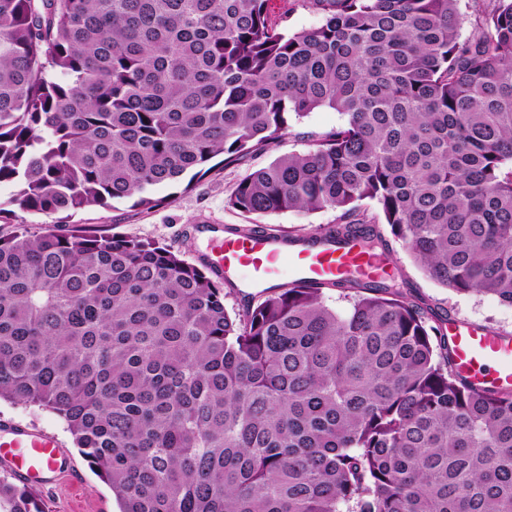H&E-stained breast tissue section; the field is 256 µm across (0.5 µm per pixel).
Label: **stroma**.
Listing matches in <instances>:
<instances>
[{"label":"stroma","mask_w":512,"mask_h":512,"mask_svg":"<svg viewBox=\"0 0 512 512\" xmlns=\"http://www.w3.org/2000/svg\"><path fill=\"white\" fill-rule=\"evenodd\" d=\"M273 10L275 16L280 17L282 26L291 32L317 28L323 21L322 13L311 7L307 0H273ZM341 122V115L332 109L316 110L301 120L292 121L289 131L271 151L258 154L237 166L224 165L216 158L212 161V169L197 174L189 186L154 188L153 197L161 201L156 208L145 210L127 203L113 208L93 207L73 216L72 222L97 227L108 235L116 232L159 241L173 247L194 264L202 261L208 231L212 228L224 232L260 226L281 236L307 234L312 229L327 227L336 222L335 210L256 216L228 208L225 199L235 183L250 169L266 165L284 153L305 151L306 133L326 132ZM383 259L389 272H402L414 285L415 295L422 299L429 312L512 336V307L501 304L496 297L460 295L442 287L425 276L397 241H390ZM9 419L56 435L66 448L75 446L64 422L47 409L0 400V420ZM76 465V480L64 496L41 492L45 512H119L120 505L115 496L89 469L84 459H77Z\"/></svg>","instance_id":"obj_1"}]
</instances>
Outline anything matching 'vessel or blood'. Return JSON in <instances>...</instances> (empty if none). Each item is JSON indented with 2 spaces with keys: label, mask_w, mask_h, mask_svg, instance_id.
Here are the masks:
<instances>
[{
  "label": "vessel or blood",
  "mask_w": 512,
  "mask_h": 512,
  "mask_svg": "<svg viewBox=\"0 0 512 512\" xmlns=\"http://www.w3.org/2000/svg\"><path fill=\"white\" fill-rule=\"evenodd\" d=\"M207 260L217 274L245 279L265 288L282 276L303 284L333 282L351 272L383 276L381 261L359 242L336 246L326 242L290 244L266 232L212 239ZM448 341L457 371L481 387L512 386V336L449 320ZM0 470L17 481L65 490L75 470L60 440L18 423L0 424Z\"/></svg>",
  "instance_id": "obj_1"
}]
</instances>
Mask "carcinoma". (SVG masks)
<instances>
[{
	"label": "carcinoma",
	"mask_w": 512,
	"mask_h": 512,
	"mask_svg": "<svg viewBox=\"0 0 512 512\" xmlns=\"http://www.w3.org/2000/svg\"><path fill=\"white\" fill-rule=\"evenodd\" d=\"M0 0V185L51 219L0 232V399L48 409L120 512H512V390L459 374L445 327L350 276L239 310L170 246L63 215L238 164L323 107L343 122L241 178L244 214L339 212L290 243L388 247L512 307V0ZM375 203L378 216L363 208ZM0 512H43L0 477ZM273 10L281 25L289 32L317 28L323 21V14L302 0H274ZM491 4L490 0H459L460 33L463 39L472 35L476 18L485 10H489Z\"/></svg>",
	"instance_id": "carcinoma-1"
}]
</instances>
